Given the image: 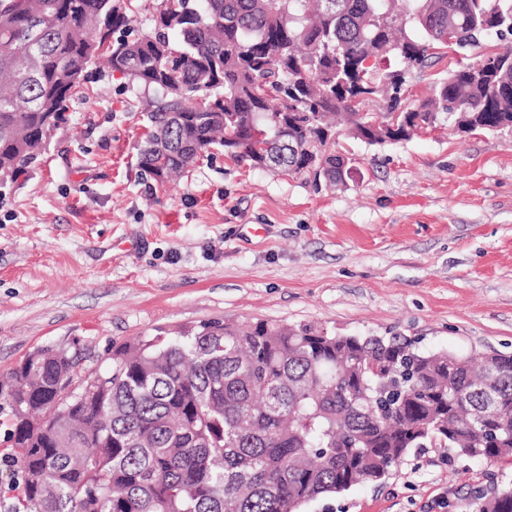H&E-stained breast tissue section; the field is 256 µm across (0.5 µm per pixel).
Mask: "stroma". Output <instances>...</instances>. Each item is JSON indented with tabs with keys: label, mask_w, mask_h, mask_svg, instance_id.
Segmentation results:
<instances>
[{
	"label": "stroma",
	"mask_w": 512,
	"mask_h": 512,
	"mask_svg": "<svg viewBox=\"0 0 512 512\" xmlns=\"http://www.w3.org/2000/svg\"><path fill=\"white\" fill-rule=\"evenodd\" d=\"M510 47L492 33L440 49L407 74L406 105L460 59ZM145 123L124 79H88L40 165L0 198V375L41 347L101 361L156 329L224 319L512 354V131L445 124L370 145L342 124L336 149L359 171L344 186L221 149L163 184L140 166ZM508 483L512 457L427 448L306 512H473V488Z\"/></svg>",
	"instance_id": "35a3bbf8"
}]
</instances>
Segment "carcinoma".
<instances>
[{
	"mask_svg": "<svg viewBox=\"0 0 512 512\" xmlns=\"http://www.w3.org/2000/svg\"><path fill=\"white\" fill-rule=\"evenodd\" d=\"M121 2L0 0L1 190L37 162L92 59L141 95V165L160 180L191 166L195 148L222 147L342 183V157L313 145L339 111L369 144L442 121L512 124L509 53L401 105L405 74L444 46L441 33L453 27L458 47L512 34V0H172L171 18L134 38L137 0ZM380 96L400 116L375 137L360 111ZM40 351L0 379L6 512H305L384 482L428 446L483 463L512 455V354L476 369L399 336L266 321L159 329L97 368ZM58 402L55 434L21 420ZM474 498L475 512H512L511 487Z\"/></svg>",
	"mask_w": 512,
	"mask_h": 512,
	"instance_id": "obj_1",
	"label": "carcinoma"
}]
</instances>
